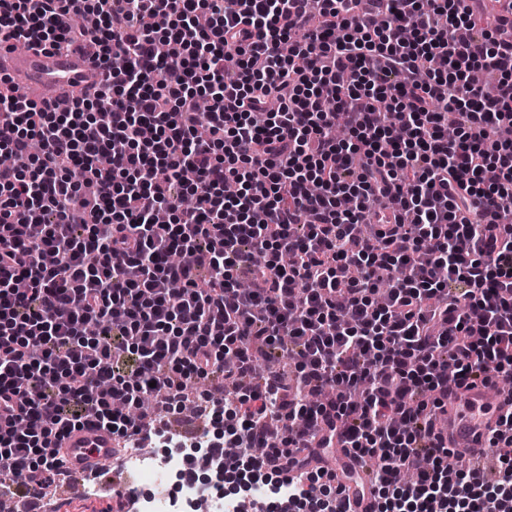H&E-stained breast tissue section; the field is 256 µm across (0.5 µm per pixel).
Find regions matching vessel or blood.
I'll return each mask as SVG.
<instances>
[{"label": "vessel or blood", "mask_w": 512, "mask_h": 512, "mask_svg": "<svg viewBox=\"0 0 512 512\" xmlns=\"http://www.w3.org/2000/svg\"><path fill=\"white\" fill-rule=\"evenodd\" d=\"M94 53L46 51L33 47L18 53L0 48V77L21 81L33 89V101L60 104L88 84ZM500 400L489 397L486 386L475 385L451 395L441 417L448 432V446L456 453L481 455L487 451V439L500 427ZM117 439L110 430L87 423L69 431L59 443L57 458L76 484L93 477L102 465L114 473L125 471ZM341 467L355 471L356 480L346 482L339 497L343 512H375L376 501L369 492V466L364 460L342 456Z\"/></svg>", "instance_id": "vessel-or-blood-1"}]
</instances>
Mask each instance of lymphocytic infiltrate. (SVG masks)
<instances>
[{
  "mask_svg": "<svg viewBox=\"0 0 512 512\" xmlns=\"http://www.w3.org/2000/svg\"><path fill=\"white\" fill-rule=\"evenodd\" d=\"M473 2L0 0V45L91 40L102 75L64 108L0 78V492L47 487L85 423L149 440L141 401L203 379L242 387L211 456L328 512L294 448L353 449L414 512H512V412L491 484L436 417L512 380V39Z\"/></svg>",
  "mask_w": 512,
  "mask_h": 512,
  "instance_id": "lymphocytic-infiltrate-1",
  "label": "lymphocytic infiltrate"
}]
</instances>
